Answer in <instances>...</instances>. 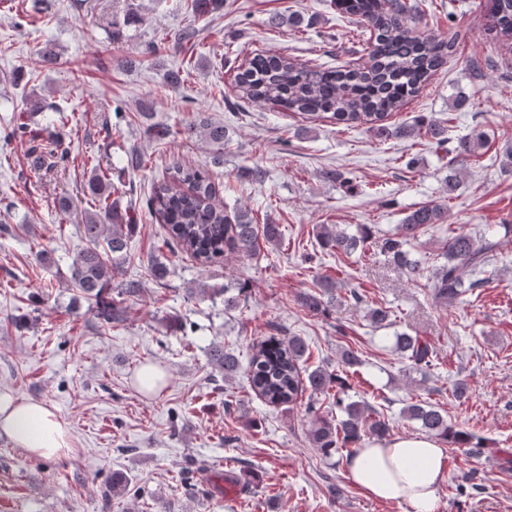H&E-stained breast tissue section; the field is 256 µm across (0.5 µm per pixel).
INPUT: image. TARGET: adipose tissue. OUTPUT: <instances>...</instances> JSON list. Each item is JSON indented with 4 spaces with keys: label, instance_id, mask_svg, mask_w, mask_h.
<instances>
[{
    "label": "adipose tissue",
    "instance_id": "ef3b65f1",
    "mask_svg": "<svg viewBox=\"0 0 512 512\" xmlns=\"http://www.w3.org/2000/svg\"><path fill=\"white\" fill-rule=\"evenodd\" d=\"M0 434L35 457H59L72 446L52 406L1 393ZM443 458L442 448L427 436L367 442L349 460L348 474L374 498L406 503L412 512H435Z\"/></svg>",
    "mask_w": 512,
    "mask_h": 512
}]
</instances>
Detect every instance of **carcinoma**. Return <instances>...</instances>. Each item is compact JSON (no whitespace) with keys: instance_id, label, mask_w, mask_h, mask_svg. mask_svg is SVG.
<instances>
[{"instance_id":"obj_1","label":"carcinoma","mask_w":512,"mask_h":512,"mask_svg":"<svg viewBox=\"0 0 512 512\" xmlns=\"http://www.w3.org/2000/svg\"><path fill=\"white\" fill-rule=\"evenodd\" d=\"M338 9L355 19L369 32L367 63L360 68L299 65L290 58L264 52L253 54L236 75L239 99L253 104L273 103L286 112L299 114L310 121L331 118L351 126L365 123L377 135L387 132V121L418 95L439 70L448 65L454 43L445 38L418 36L415 4L410 0H335ZM193 11L203 17L224 9V0H192ZM486 28L501 40L512 41V0H486ZM140 15L129 8L123 23L112 30V41L124 39V28L138 22ZM300 27L311 24L302 12L288 17L273 15L272 27L284 24ZM405 136L425 135L441 144L448 141V127L421 118L414 127H401ZM184 134L206 143L211 151L210 164H224V145L229 141L227 127L197 114L184 127ZM62 137L54 147L34 145L29 150L31 166L37 171H51L66 159L60 149ZM484 145L477 134L457 139L455 159L462 162ZM94 173L86 183L84 197L95 208L85 212L80 229L87 242L71 266L70 287L91 306L94 317L103 327L124 320L123 301L111 297L137 298L142 285L138 281L116 282L120 264L126 259L129 236L137 228L138 213L130 205L112 198L110 176L92 166ZM148 213L166 232L165 243L190 253L202 267H210L232 255L254 256L259 241L277 244L283 239L278 224L254 223L249 210L231 213L215 201V189L209 170L174 163L163 179L150 188ZM448 218L445 203L431 201L411 210L384 239L382 250L410 282L426 280L435 301L453 302L483 287L486 268L496 259L500 241L485 232L460 229L448 238L441 254L443 262L429 269L426 260L411 256L410 248L428 231L442 226ZM368 225H358L350 234L329 224L317 232L318 245L346 257L354 254L371 237ZM301 306L314 315H327L336 306V280L320 277L317 290L299 296ZM393 351L410 368L427 375L434 366V347L419 336L406 333L394 336ZM309 345L300 336H270L257 345L248 365L220 345L209 348L210 362L228 381L243 372L251 391L272 406H295L309 394L305 412L311 444L325 457L351 458L366 440L383 441L390 437L392 425L385 414L371 403L348 401V373L363 365L357 350L342 348L338 369L323 366L310 368ZM330 397L343 413L332 422L316 408V396ZM402 415L427 435L443 440L454 448H484L482 437L458 427L448 420L440 406L417 400L402 409Z\"/></svg>"}]
</instances>
